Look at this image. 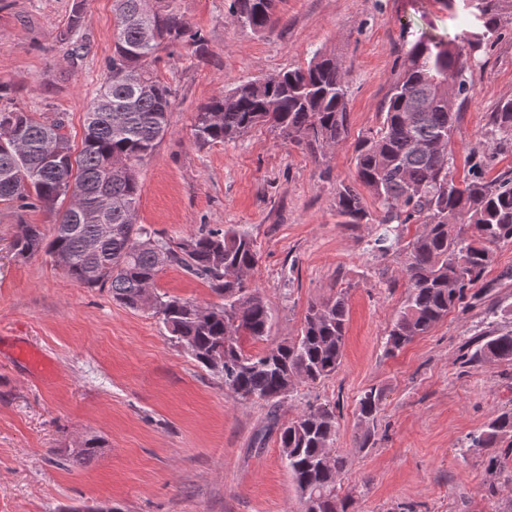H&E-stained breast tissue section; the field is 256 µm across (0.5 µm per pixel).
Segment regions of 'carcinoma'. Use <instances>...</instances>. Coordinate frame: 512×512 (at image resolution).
<instances>
[{"mask_svg": "<svg viewBox=\"0 0 512 512\" xmlns=\"http://www.w3.org/2000/svg\"><path fill=\"white\" fill-rule=\"evenodd\" d=\"M174 0H112L115 24L112 57L90 101L80 150L65 117H37L17 109L0 87V204L39 208L52 217L51 239L37 224H21L13 247L29 258L47 253L75 283L107 288L132 310L149 309L172 340L199 365L222 376L224 389L242 401L277 408L299 384L317 385L340 369L349 318L347 293L340 290L308 306L300 332L252 354L243 340L262 341L273 321L261 291L247 281L258 261L254 240L233 228L199 231L179 243L152 236L138 223L141 188L135 168L153 155L169 131L175 92L157 70L160 52L181 44L206 53L204 38L173 5ZM279 0H231V17L262 32L274 21ZM463 21L483 23L496 34L512 0H460ZM82 2L69 15L60 40L71 59L87 50L82 40ZM476 42L468 32L452 38L423 36L406 50L384 117L376 132L356 146L355 183L336 189L343 224H371L359 188L380 205L382 232L375 248L400 244L399 227L419 223L408 241L402 278L407 293L393 318L385 351L395 353L432 330L467 297L494 262L495 247L512 242V175L486 177L491 158L512 153V99L492 113L484 150L473 154L467 175L458 178L453 133L459 111L474 96L467 73ZM324 162L348 134L346 70L333 53L317 51L306 66L236 85L199 106L192 124L200 148L233 141L257 126ZM178 266L208 281L224 298L220 306L148 290L160 271ZM462 363L512 362V330L476 335ZM383 392L368 388L357 404L360 448L375 444ZM285 466L304 512H348L351 496L341 492L345 457L332 451L338 422L328 405L309 407L286 422L275 421ZM512 447V408L467 437L491 469L501 466L500 449ZM101 448L95 437L73 452L86 463Z\"/></svg>", "mask_w": 512, "mask_h": 512, "instance_id": "carcinoma-1", "label": "carcinoma"}]
</instances>
